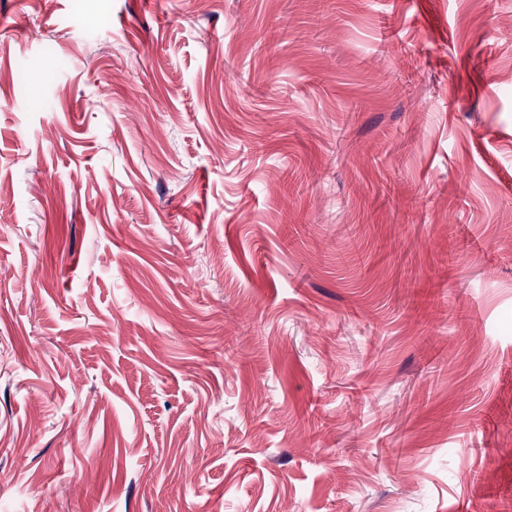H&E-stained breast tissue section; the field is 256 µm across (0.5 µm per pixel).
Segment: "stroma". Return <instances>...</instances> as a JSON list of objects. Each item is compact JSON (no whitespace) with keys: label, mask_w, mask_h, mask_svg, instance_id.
<instances>
[{"label":"stroma","mask_w":512,"mask_h":512,"mask_svg":"<svg viewBox=\"0 0 512 512\" xmlns=\"http://www.w3.org/2000/svg\"><path fill=\"white\" fill-rule=\"evenodd\" d=\"M0 512H512V0H0Z\"/></svg>","instance_id":"1"}]
</instances>
